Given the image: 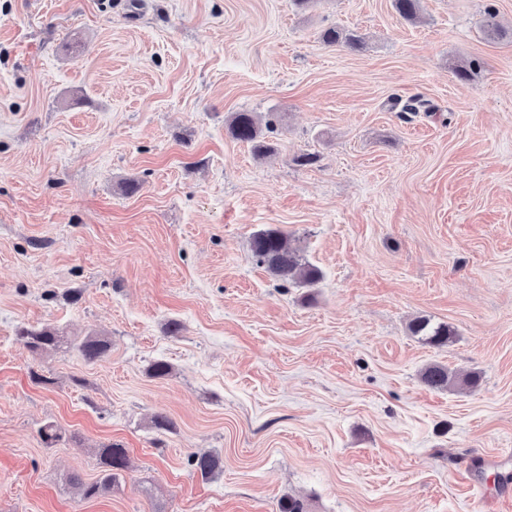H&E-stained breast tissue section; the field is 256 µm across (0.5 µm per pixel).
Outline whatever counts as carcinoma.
I'll return each instance as SVG.
<instances>
[{"mask_svg":"<svg viewBox=\"0 0 512 512\" xmlns=\"http://www.w3.org/2000/svg\"><path fill=\"white\" fill-rule=\"evenodd\" d=\"M393 8L402 19L416 21L423 9L422 0H393ZM320 39L325 45L341 44L351 51H359L364 45L360 34L338 27L324 29ZM390 109L405 117L419 112H432L435 107L430 100L416 95L406 100H393ZM227 131L233 139L250 145L258 156L273 151L264 136L261 118L254 112L235 113L227 125ZM250 250L257 264L266 267L284 284L312 288L321 279V270L306 262L297 249L291 246L288 234L280 229L264 228L253 232ZM408 329L411 335L419 336L425 343L436 347L448 345L455 336V331L447 324L433 323L424 317L412 320ZM17 339L32 354L73 348L88 364L104 359L110 350V343L106 339L89 336L75 342L60 335L58 329L50 325L23 327L18 331ZM421 380L430 389L446 390L457 383V373L445 365L432 364L423 370ZM99 460L102 470L95 481L85 483L77 476L71 478L85 499L112 490V486L118 483L122 473L129 467L127 451L118 445L99 449ZM188 463L203 477L222 469L219 456L210 452L195 453L189 457Z\"/></svg>","mask_w":512,"mask_h":512,"instance_id":"obj_1","label":"carcinoma"}]
</instances>
